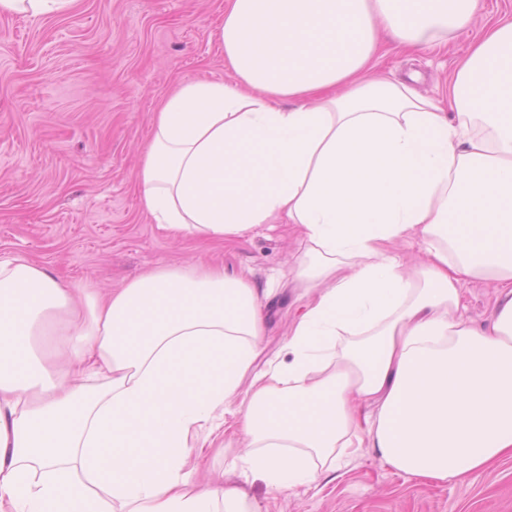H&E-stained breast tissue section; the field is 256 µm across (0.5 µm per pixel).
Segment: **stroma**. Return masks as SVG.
I'll list each match as a JSON object with an SVG mask.
<instances>
[{
  "instance_id": "1",
  "label": "stroma",
  "mask_w": 512,
  "mask_h": 512,
  "mask_svg": "<svg viewBox=\"0 0 512 512\" xmlns=\"http://www.w3.org/2000/svg\"><path fill=\"white\" fill-rule=\"evenodd\" d=\"M225 0H72L39 16L0 13V259L23 257L76 287H123L158 266L220 264L272 289L263 357L284 347L306 303L290 271L305 248L293 224H264L224 241L173 240L144 212L138 171L153 120L179 85L228 82L217 29ZM512 18V0H480L475 24L448 44L411 53L383 42L376 74L421 75L440 98L487 22ZM463 316L480 325L492 285H463ZM200 479L241 481L229 460L239 433L216 429ZM244 482V481H241ZM262 512H512V458L464 481L409 479L372 451L293 492L244 482Z\"/></svg>"
}]
</instances>
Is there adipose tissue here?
Masks as SVG:
<instances>
[{"instance_id":"obj_1","label":"adipose tissue","mask_w":512,"mask_h":512,"mask_svg":"<svg viewBox=\"0 0 512 512\" xmlns=\"http://www.w3.org/2000/svg\"><path fill=\"white\" fill-rule=\"evenodd\" d=\"M479 0H226L237 81L164 101L139 172L174 238L300 225L293 278L316 290L258 363L270 289L158 267L98 294L0 260V512H261L202 482L203 426L237 415L234 467L294 491L371 449L409 478L462 480L512 456V19L448 85L366 76L377 28L419 49ZM418 236L408 269L388 245ZM493 283L488 324L462 283Z\"/></svg>"}]
</instances>
